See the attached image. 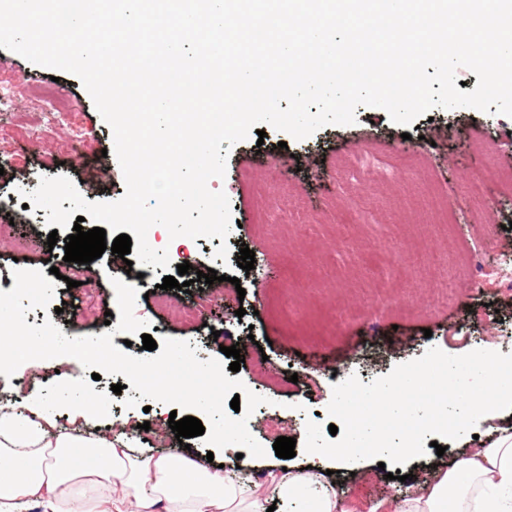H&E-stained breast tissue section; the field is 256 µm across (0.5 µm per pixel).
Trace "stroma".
<instances>
[{
  "label": "stroma",
  "mask_w": 512,
  "mask_h": 512,
  "mask_svg": "<svg viewBox=\"0 0 512 512\" xmlns=\"http://www.w3.org/2000/svg\"><path fill=\"white\" fill-rule=\"evenodd\" d=\"M52 74L0 48V290L13 288L17 268L46 273L55 267L61 274L53 303L62 313L38 308L27 313L28 324L52 320L70 338L107 332L105 314L116 309L111 277L144 273L157 291L137 296L134 315L149 323L154 340L190 342L203 361L222 359V347L239 345L240 379L265 399L250 417V433L267 449L275 441L264 430L271 419L283 422L284 436L305 428L330 440L336 417L327 411L329 398L350 381L369 389L479 351L512 368V290L486 287L460 269L462 251L486 262L512 245V194H502L491 175L494 165L512 163V117L435 108L403 127L383 110L360 106L353 124L325 126L302 140L270 127L264 141L252 136L236 143L224 178L209 182L229 198V236L196 238L181 255L191 265V285L175 299L195 310L185 321L165 306L158 288L165 276H177L176 267L129 266L108 251L87 267L65 262L67 231L48 246L46 210L24 207L20 191H33L44 176H68L90 202L125 193L110 127L77 77L64 73L55 83ZM437 199L452 208V226L431 222ZM488 199L489 223H474L479 203ZM223 243L230 248L224 261L214 256ZM244 246L255 253L249 271L236 263ZM210 269L220 281L198 285V272ZM71 279L77 288H68ZM123 380L120 374L94 380L68 356L33 360L13 377L0 374V405L33 394L61 427L81 432L123 423L134 441L141 423L185 417V410L157 401L147 412L125 408L123 398L135 391ZM73 392L104 402L105 411L73 420L65 402ZM494 424L480 421L444 455L430 451L396 468L432 479L436 468L477 447ZM149 448L157 455H210L228 472L263 473L258 459L209 451L198 436L182 445L168 430ZM357 466L358 474L339 478L345 512H374L407 489L386 479L371 457Z\"/></svg>",
  "instance_id": "35a3bbf8"
}]
</instances>
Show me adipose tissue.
<instances>
[{
	"label": "adipose tissue",
	"instance_id": "obj_1",
	"mask_svg": "<svg viewBox=\"0 0 512 512\" xmlns=\"http://www.w3.org/2000/svg\"><path fill=\"white\" fill-rule=\"evenodd\" d=\"M405 390L434 382L440 405L451 407L446 438L467 435L475 421L512 412V374L497 360L474 355L466 367L424 377L410 370ZM378 411L401 439L387 446L366 422L348 423L343 441L323 444L303 431L308 454L319 467L266 463L263 482L225 476L222 469L184 455L155 456L131 447L123 427L82 435L61 428L53 414L28 397L0 407V512H340L331 470L375 451L390 457L420 449L417 420L391 385L372 388ZM391 512H512V421L498 427L481 447L396 496Z\"/></svg>",
	"mask_w": 512,
	"mask_h": 512
}]
</instances>
